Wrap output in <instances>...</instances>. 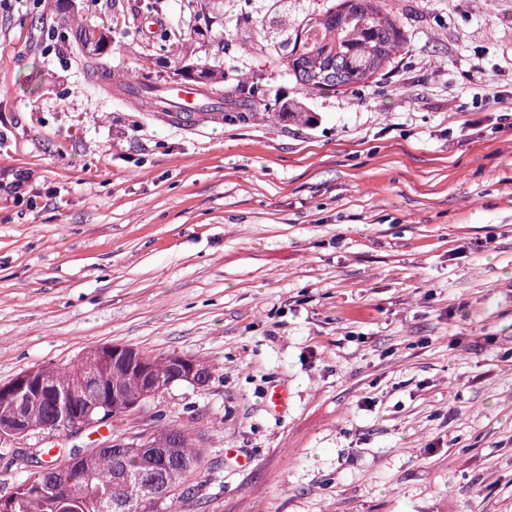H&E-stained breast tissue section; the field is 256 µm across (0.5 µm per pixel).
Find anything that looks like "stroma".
Wrapping results in <instances>:
<instances>
[{"mask_svg": "<svg viewBox=\"0 0 512 512\" xmlns=\"http://www.w3.org/2000/svg\"><path fill=\"white\" fill-rule=\"evenodd\" d=\"M74 2L0 0V383L105 344L203 361L150 403L203 453L179 512H512V0H390L391 69L319 95L270 57L272 0H224L204 61L307 124L90 91L44 28L155 23L112 80L161 82L183 2ZM233 92L235 94V99L229 100L230 106L226 108L224 107V112H222V110L216 106H213L211 109V112L221 113L224 121L229 123L244 122L249 119V114L251 112L238 111L240 106L239 102L241 101L240 99H256L259 97L265 98L267 97L269 91L268 89L264 88L260 81L256 80L237 86Z\"/></svg>", "mask_w": 512, "mask_h": 512, "instance_id": "obj_1", "label": "stroma"}]
</instances>
